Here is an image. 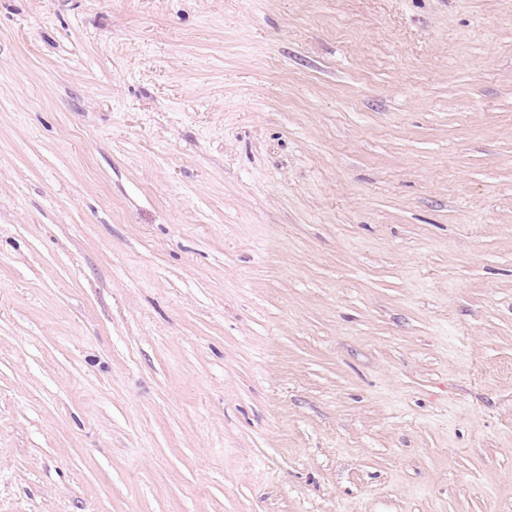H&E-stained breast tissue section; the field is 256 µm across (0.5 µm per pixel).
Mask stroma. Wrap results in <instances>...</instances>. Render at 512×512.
Segmentation results:
<instances>
[{"instance_id": "stroma-1", "label": "stroma", "mask_w": 512, "mask_h": 512, "mask_svg": "<svg viewBox=\"0 0 512 512\" xmlns=\"http://www.w3.org/2000/svg\"><path fill=\"white\" fill-rule=\"evenodd\" d=\"M0 512H512V0H0Z\"/></svg>"}]
</instances>
